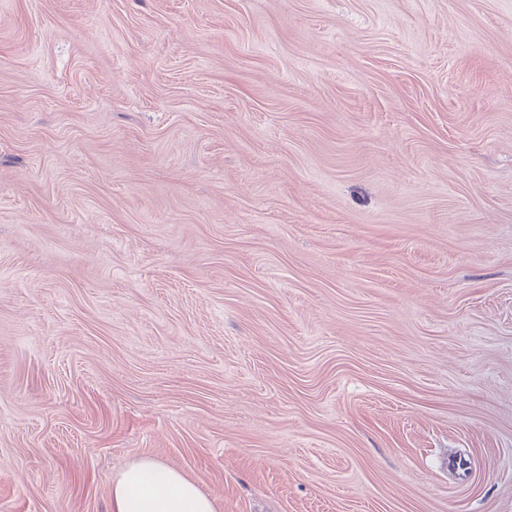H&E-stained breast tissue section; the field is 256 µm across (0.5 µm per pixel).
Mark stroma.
Segmentation results:
<instances>
[{"label": "stroma", "instance_id": "35a3bbf8", "mask_svg": "<svg viewBox=\"0 0 512 512\" xmlns=\"http://www.w3.org/2000/svg\"><path fill=\"white\" fill-rule=\"evenodd\" d=\"M141 457L512 512V0H0V512Z\"/></svg>", "mask_w": 512, "mask_h": 512}]
</instances>
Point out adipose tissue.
<instances>
[{"label":"adipose tissue","mask_w":512,"mask_h":512,"mask_svg":"<svg viewBox=\"0 0 512 512\" xmlns=\"http://www.w3.org/2000/svg\"><path fill=\"white\" fill-rule=\"evenodd\" d=\"M111 512H217V506L181 471L141 458L113 476Z\"/></svg>","instance_id":"adipose-tissue-1"}]
</instances>
